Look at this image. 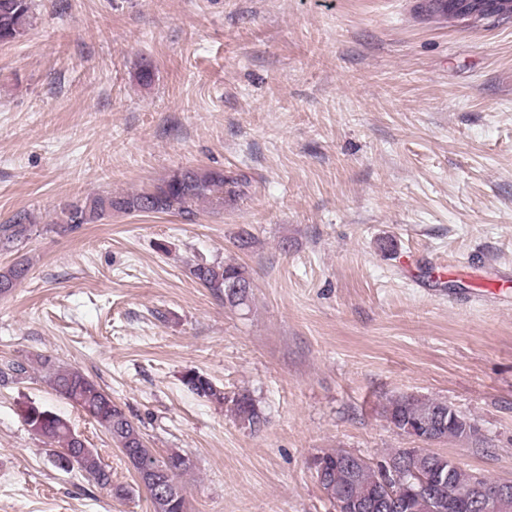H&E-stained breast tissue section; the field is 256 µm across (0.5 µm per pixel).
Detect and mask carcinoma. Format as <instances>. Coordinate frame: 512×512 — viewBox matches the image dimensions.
Masks as SVG:
<instances>
[{
    "label": "carcinoma",
    "mask_w": 512,
    "mask_h": 512,
    "mask_svg": "<svg viewBox=\"0 0 512 512\" xmlns=\"http://www.w3.org/2000/svg\"><path fill=\"white\" fill-rule=\"evenodd\" d=\"M32 6L33 0H0V43L20 39L33 26ZM420 13L427 17H446L448 0H425L420 6ZM248 186V178L241 174L226 177L223 172L215 170H177L149 190L124 196H91L66 204L57 216V223L70 227L94 224L114 211L189 216L199 203L207 201L222 207L224 196L236 197ZM28 221V215L19 214L11 223L1 224L0 243L5 245L23 237ZM25 273L26 268L21 265H13L5 270L0 268V293L13 288ZM190 275L213 293L224 295V304L229 307L248 306L252 282L243 265L232 260L224 263L200 260L190 268ZM48 382L60 397L104 428L117 447L126 449L132 463L153 470L146 477L144 485L152 512H189L186 490L180 482V477L193 467L188 455L177 450L165 456L157 454L147 445L141 428L112 401L109 393L81 370L59 367L49 373ZM183 383L202 397L219 404L226 401L224 392L202 374L189 372L183 377ZM231 403L238 422L249 428L260 425L262 413L250 394L239 393L231 399ZM383 415L400 434L407 437L413 436L412 430L416 429L418 423L434 418L427 440L435 443L470 438L477 433L476 427L461 422L463 415L456 409L437 399L397 395L387 400ZM24 421L32 432L50 446L56 469L64 473L76 469L98 485L111 487L112 495L119 499L132 493L127 487L112 486L111 473L103 466L96 449L86 445L66 418L48 409L30 406L25 411ZM349 456V452L336 449L311 456L318 482L326 489H334L338 483L346 486V494L360 501V512H394L385 502H372L379 487L387 481L394 482V476L384 474L378 466L336 471V462ZM434 467L445 474L453 472V482L457 485L467 484L471 480V471L436 452L406 458L403 471L409 480L413 478L412 471ZM402 512H448V478L426 486L423 492L408 501Z\"/></svg>",
    "instance_id": "1"
}]
</instances>
